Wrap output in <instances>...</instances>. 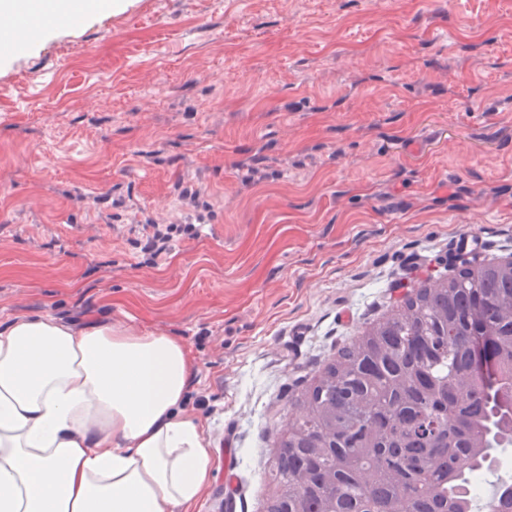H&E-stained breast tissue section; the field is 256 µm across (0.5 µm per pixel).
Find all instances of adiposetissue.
<instances>
[{"label": "adipose tissue", "instance_id": "1", "mask_svg": "<svg viewBox=\"0 0 512 512\" xmlns=\"http://www.w3.org/2000/svg\"><path fill=\"white\" fill-rule=\"evenodd\" d=\"M177 336L20 317L0 328V512H196L211 479Z\"/></svg>", "mask_w": 512, "mask_h": 512}]
</instances>
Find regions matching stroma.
<instances>
[{"mask_svg": "<svg viewBox=\"0 0 512 512\" xmlns=\"http://www.w3.org/2000/svg\"><path fill=\"white\" fill-rule=\"evenodd\" d=\"M153 224L199 234L155 257ZM463 231L479 255H449ZM509 254L512 0H133L0 66V328L181 337L198 512H265L338 350Z\"/></svg>", "mask_w": 512, "mask_h": 512, "instance_id": "35a3bbf8", "label": "stroma"}]
</instances>
